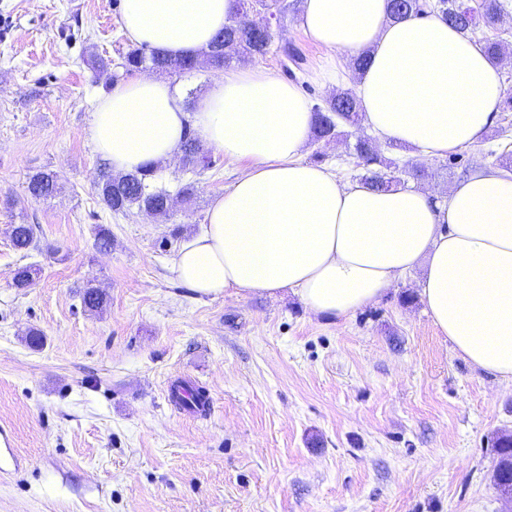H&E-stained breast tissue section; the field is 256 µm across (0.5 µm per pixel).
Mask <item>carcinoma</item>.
<instances>
[{
  "instance_id": "obj_1",
  "label": "carcinoma",
  "mask_w": 512,
  "mask_h": 512,
  "mask_svg": "<svg viewBox=\"0 0 512 512\" xmlns=\"http://www.w3.org/2000/svg\"><path fill=\"white\" fill-rule=\"evenodd\" d=\"M390 17L394 20L412 14L433 12L441 16L448 25L465 36L475 33L479 20L494 22L505 10L503 0H389ZM274 41L272 29L259 30L250 24L246 0H240L238 12L231 18L224 30L214 38L206 54V63L214 69H222L234 61L267 55ZM199 64L195 59H171L160 56L145 47H132L121 57L119 67L126 73L143 68H152L161 73L177 74L192 70ZM362 122L359 101L350 89L335 93L322 108L315 109L313 126L314 139L329 141L336 139L342 123L359 125ZM353 165L366 171L365 181L378 189L388 190L405 186L392 171L393 162L379 153L376 140L371 136L357 139L353 153ZM182 166L202 174L212 165L211 156L200 141L188 134L181 145ZM155 170L144 168L121 176H107L97 185V194L102 204L114 213H127L136 208L152 211L159 217L169 216V192L151 184ZM58 189V176L51 172H40L30 178L28 192L35 199L47 198ZM37 225H11V242L15 250L26 252L37 247ZM82 303L90 312L107 304L106 294L100 289L87 285L82 291ZM498 456L493 482L501 493L512 490V436L502 435L493 444Z\"/></svg>"
}]
</instances>
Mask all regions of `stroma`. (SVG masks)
I'll use <instances>...</instances> for the list:
<instances>
[{"label": "stroma", "instance_id": "35a3bbf8", "mask_svg": "<svg viewBox=\"0 0 512 512\" xmlns=\"http://www.w3.org/2000/svg\"><path fill=\"white\" fill-rule=\"evenodd\" d=\"M122 4L0 0V512H512L492 447L512 435V383L453 350L420 300V272L343 319L291 295L196 296L172 260L247 168L218 152L201 175L176 159L158 167L169 217L100 202L110 168L86 129L112 83L95 59L119 63L130 46ZM271 29L257 65L324 105L331 90L311 75L327 51L291 19ZM286 44L301 66L287 65ZM361 134L311 150L350 179ZM503 145L490 129L483 145L426 161L414 186L447 189ZM40 171L59 189L35 200L26 186ZM189 182L186 205L176 193ZM14 224L38 225L41 249L15 251ZM25 265L35 274L19 289ZM90 280L108 299L92 313L80 297ZM33 328L41 347L27 342ZM171 380L205 390L211 412L172 403Z\"/></svg>", "mask_w": 512, "mask_h": 512}]
</instances>
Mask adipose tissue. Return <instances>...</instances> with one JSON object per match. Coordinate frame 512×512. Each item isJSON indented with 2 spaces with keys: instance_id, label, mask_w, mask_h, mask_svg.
I'll return each mask as SVG.
<instances>
[{
  "instance_id": "obj_1",
  "label": "adipose tissue",
  "mask_w": 512,
  "mask_h": 512,
  "mask_svg": "<svg viewBox=\"0 0 512 512\" xmlns=\"http://www.w3.org/2000/svg\"><path fill=\"white\" fill-rule=\"evenodd\" d=\"M239 0H123L130 39L159 55L198 57ZM330 52L316 73L337 83L335 53L366 54L356 86L381 143L443 158L479 145L506 95L501 67L435 16L391 21L388 0H304L293 19ZM168 78L143 76L101 96L87 136L113 173L161 165L186 134L248 169L214 199L171 265L202 297L291 292L344 317L424 267L419 297L475 368L512 382V173L479 169L447 193L339 182L308 162L314 115L296 85L257 67L214 78L193 110Z\"/></svg>"
}]
</instances>
